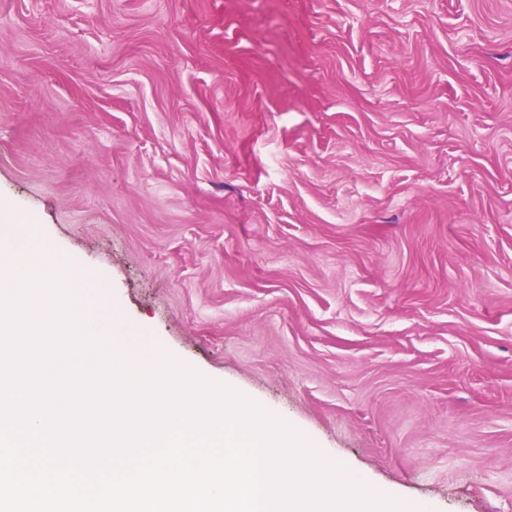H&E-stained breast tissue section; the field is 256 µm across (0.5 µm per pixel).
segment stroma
<instances>
[{"instance_id": "obj_1", "label": "stroma", "mask_w": 512, "mask_h": 512, "mask_svg": "<svg viewBox=\"0 0 512 512\" xmlns=\"http://www.w3.org/2000/svg\"><path fill=\"white\" fill-rule=\"evenodd\" d=\"M0 203L427 512H512V0H0Z\"/></svg>"}]
</instances>
